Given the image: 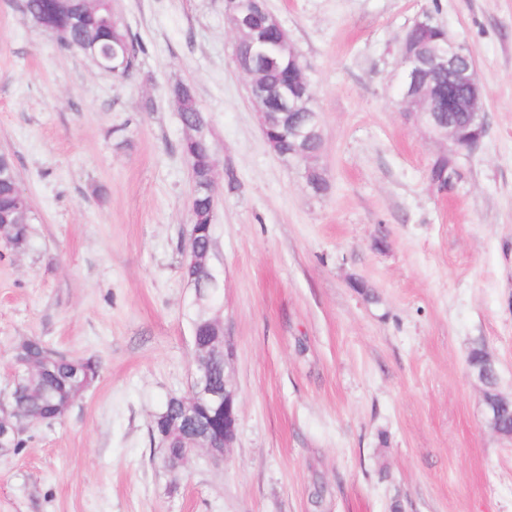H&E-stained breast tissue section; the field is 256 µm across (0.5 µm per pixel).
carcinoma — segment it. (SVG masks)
<instances>
[{
  "instance_id": "cac0c4a2",
  "label": "carcinoma",
  "mask_w": 512,
  "mask_h": 512,
  "mask_svg": "<svg viewBox=\"0 0 512 512\" xmlns=\"http://www.w3.org/2000/svg\"><path fill=\"white\" fill-rule=\"evenodd\" d=\"M24 19L34 26L52 32L62 29L68 33V41L59 44L63 50L76 48L85 54H108L112 44L119 39L128 50L127 67L135 68L137 43L131 34L114 18L111 5L105 0H20L18 4ZM253 25L266 37L262 57L263 82L271 88H279L290 79L291 70L288 58L282 56L274 47L275 35L267 29L266 16L260 11L253 14ZM171 95L178 107L184 127L189 131L183 147L192 149L206 166L213 160V149L205 133L207 119L198 106L195 91L188 84H176ZM266 110L273 124L272 135L276 137L283 150H288V122L281 121L280 103L271 97L266 102ZM442 124L455 123L461 132L469 130L467 114L463 112H437L434 114ZM16 192L13 183L0 180V215L11 220L9 224L0 223V241L13 250L24 248L30 236V214L16 210ZM215 197L209 186L200 184L192 195L190 209L192 216L209 219L215 210ZM196 237L199 251L212 255L213 233L207 226L199 227ZM197 280L201 281L210 296L214 311L201 308L189 310L192 327L197 329L198 341L204 345L223 334L224 326L213 322L222 307L221 286L210 284L216 276L213 265L209 264L196 270ZM46 346L37 339L22 341L14 356L38 362V366L20 374L18 387L10 396L8 408L18 415L42 420L51 424L59 420L73 401L81 395L98 377L99 364L91 358H69L59 356L48 365L41 364ZM197 364L205 367L215 384L224 387V365L204 355L199 356ZM164 410L169 422L180 424L181 433L175 438L174 447L161 449V456L178 455L189 443L187 434L195 431L216 433L223 427L224 410L219 404H195L190 406L178 397L167 400Z\"/></svg>"
}]
</instances>
